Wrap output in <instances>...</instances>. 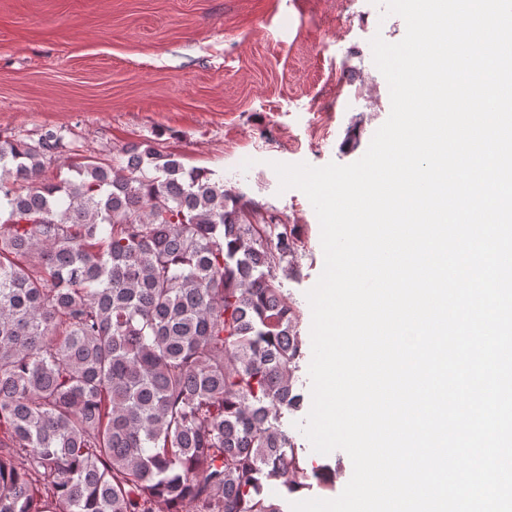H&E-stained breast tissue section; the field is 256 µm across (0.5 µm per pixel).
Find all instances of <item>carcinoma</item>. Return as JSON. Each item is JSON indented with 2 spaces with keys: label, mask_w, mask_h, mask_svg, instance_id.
I'll return each instance as SVG.
<instances>
[{
  "label": "carcinoma",
  "mask_w": 512,
  "mask_h": 512,
  "mask_svg": "<svg viewBox=\"0 0 512 512\" xmlns=\"http://www.w3.org/2000/svg\"><path fill=\"white\" fill-rule=\"evenodd\" d=\"M62 130L0 140V512H283L336 470L276 420L304 341L296 238L149 142L53 180Z\"/></svg>",
  "instance_id": "cac0c4a2"
}]
</instances>
